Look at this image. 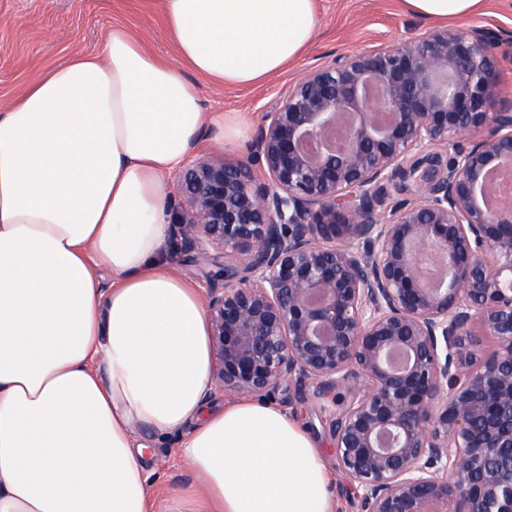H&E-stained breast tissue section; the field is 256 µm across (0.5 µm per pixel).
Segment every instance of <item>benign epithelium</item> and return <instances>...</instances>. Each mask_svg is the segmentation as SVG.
I'll return each mask as SVG.
<instances>
[{
  "instance_id": "7a95c632",
  "label": "benign epithelium",
  "mask_w": 512,
  "mask_h": 512,
  "mask_svg": "<svg viewBox=\"0 0 512 512\" xmlns=\"http://www.w3.org/2000/svg\"><path fill=\"white\" fill-rule=\"evenodd\" d=\"M496 40L438 28L337 56L288 85L246 158L191 153L169 175L171 258L214 267V388L315 403L360 512H512Z\"/></svg>"
}]
</instances>
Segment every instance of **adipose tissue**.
<instances>
[{
  "label": "adipose tissue",
  "instance_id": "1",
  "mask_svg": "<svg viewBox=\"0 0 512 512\" xmlns=\"http://www.w3.org/2000/svg\"><path fill=\"white\" fill-rule=\"evenodd\" d=\"M405 2L445 21L484 0ZM162 5L180 59L226 87L281 71L318 27L314 0ZM206 127L233 144L245 120L116 29L0 112V512H158L141 426L181 434L197 474L174 512H334L304 425L258 399L207 406L209 318L166 258L167 176Z\"/></svg>",
  "mask_w": 512,
  "mask_h": 512
}]
</instances>
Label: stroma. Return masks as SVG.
<instances>
[{
    "mask_svg": "<svg viewBox=\"0 0 512 512\" xmlns=\"http://www.w3.org/2000/svg\"><path fill=\"white\" fill-rule=\"evenodd\" d=\"M314 4L319 24L312 42L285 69L262 83L224 87L184 69L186 79L199 89L204 111L239 112L249 120L240 144H224L216 132L207 131L198 151H220L227 161H236L247 154L265 113L273 110L282 91L309 68L341 54L419 38L432 26L431 21L411 14L404 0H314ZM459 24L482 26L498 34L491 49L494 77L501 95L512 99V0H485L480 14L460 19ZM113 29L134 35L160 61L179 65L157 0H0V111L47 71L74 55L95 52ZM280 405L303 420L315 436L333 478L335 512H359L351 487L338 470L318 407L295 399L281 400ZM140 440L146 445L144 463L155 474L160 501L195 483L193 469L175 454L178 437L159 442L144 430Z\"/></svg>",
    "mask_w": 512,
    "mask_h": 512,
    "instance_id": "35a3bbf8",
    "label": "stroma"
}]
</instances>
